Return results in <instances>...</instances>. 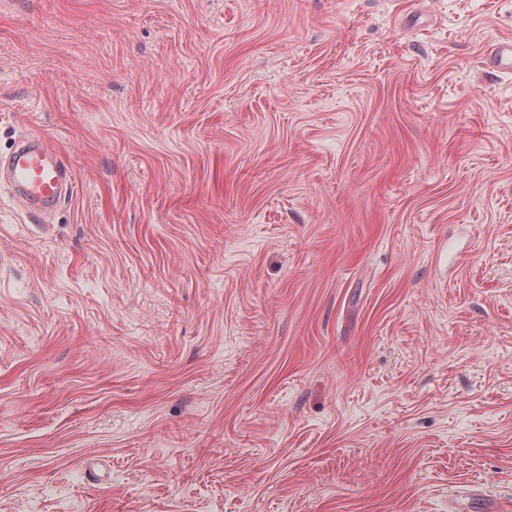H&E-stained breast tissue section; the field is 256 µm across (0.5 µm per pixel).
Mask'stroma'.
Listing matches in <instances>:
<instances>
[{
  "label": "stroma",
  "mask_w": 512,
  "mask_h": 512,
  "mask_svg": "<svg viewBox=\"0 0 512 512\" xmlns=\"http://www.w3.org/2000/svg\"><path fill=\"white\" fill-rule=\"evenodd\" d=\"M512 0H0V512H512ZM486 70L512 74V38H501L491 44L482 58ZM7 180L25 212L47 216L62 197L74 192L73 171L60 153L39 136L26 135L14 144L6 161Z\"/></svg>",
  "instance_id": "1"
}]
</instances>
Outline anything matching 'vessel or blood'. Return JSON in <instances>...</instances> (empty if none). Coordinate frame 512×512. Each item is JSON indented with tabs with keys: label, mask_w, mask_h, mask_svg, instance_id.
I'll list each match as a JSON object with an SVG mask.
<instances>
[{
	"label": "vessel or blood",
	"mask_w": 512,
	"mask_h": 512,
	"mask_svg": "<svg viewBox=\"0 0 512 512\" xmlns=\"http://www.w3.org/2000/svg\"><path fill=\"white\" fill-rule=\"evenodd\" d=\"M486 70L512 74V38L491 44L482 58ZM7 180L25 212L34 216L52 213L62 197L72 194L73 171L60 153L34 135L20 137L6 161Z\"/></svg>",
	"instance_id": "vessel-or-blood-1"
}]
</instances>
